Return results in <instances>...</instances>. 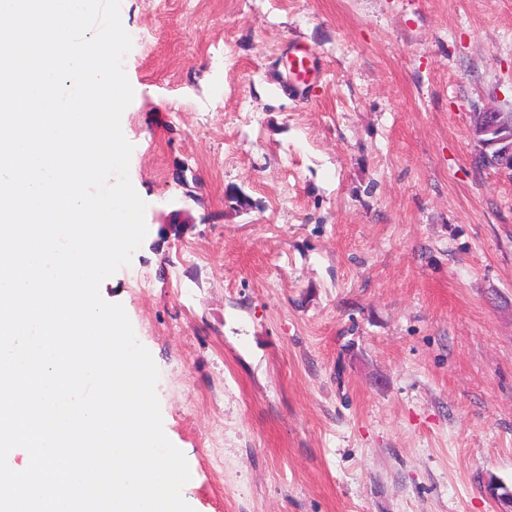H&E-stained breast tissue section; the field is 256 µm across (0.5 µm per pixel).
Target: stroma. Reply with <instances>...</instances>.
<instances>
[{"instance_id": "1", "label": "stroma", "mask_w": 512, "mask_h": 512, "mask_svg": "<svg viewBox=\"0 0 512 512\" xmlns=\"http://www.w3.org/2000/svg\"><path fill=\"white\" fill-rule=\"evenodd\" d=\"M121 17L151 233L100 294L158 368L183 498L498 512L512 173L475 167L471 117L512 111V0H121ZM295 45L320 67L303 84Z\"/></svg>"}]
</instances>
